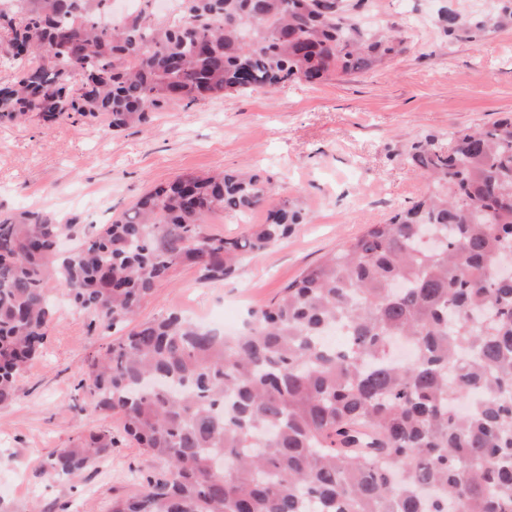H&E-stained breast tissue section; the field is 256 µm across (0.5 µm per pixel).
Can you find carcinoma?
I'll use <instances>...</instances> for the list:
<instances>
[{"mask_svg":"<svg viewBox=\"0 0 512 512\" xmlns=\"http://www.w3.org/2000/svg\"><path fill=\"white\" fill-rule=\"evenodd\" d=\"M153 0L118 23L108 0H0V49L28 57L0 92V123L36 114L103 118L114 131L171 104L322 82L407 50L337 0ZM441 15L475 42L512 26V0ZM409 162L430 190L397 207L252 309L234 336L174 310L138 323L85 364L80 388L155 459L111 512H512V115L428 141ZM274 194L257 174H186L91 236L25 210L0 216V405L55 319L48 284L111 327L136 320L179 265L223 280L239 256L288 237L306 215L284 201L236 239L211 215H244ZM345 345H324L331 328ZM411 347L395 359V344ZM100 429L54 449L72 475L112 447Z\"/></svg>","mask_w":512,"mask_h":512,"instance_id":"cac0c4a2","label":"carcinoma"}]
</instances>
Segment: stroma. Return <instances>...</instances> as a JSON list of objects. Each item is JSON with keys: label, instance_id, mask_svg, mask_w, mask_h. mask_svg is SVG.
Masks as SVG:
<instances>
[{"label": "stroma", "instance_id": "stroma-1", "mask_svg": "<svg viewBox=\"0 0 512 512\" xmlns=\"http://www.w3.org/2000/svg\"><path fill=\"white\" fill-rule=\"evenodd\" d=\"M339 3L366 27L400 31L407 51L317 85L169 106L118 132L88 118L2 123L0 214L46 212L83 236L178 176L260 174L274 186L273 203L300 205L306 223L267 250L243 254L232 278L205 282L197 268L176 267L139 313L145 321L179 310L236 331L248 310L269 306L305 269L425 191L407 161L415 144L444 146L454 131L512 114V29L477 42L448 39L439 13L464 9L465 0ZM126 331L58 296L40 354L18 375L15 401L0 406V503L11 512H110L113 498L162 470L125 434L122 416L100 412L79 386L88 358ZM101 428L115 442L94 468L47 474L53 449Z\"/></svg>", "mask_w": 512, "mask_h": 512}]
</instances>
